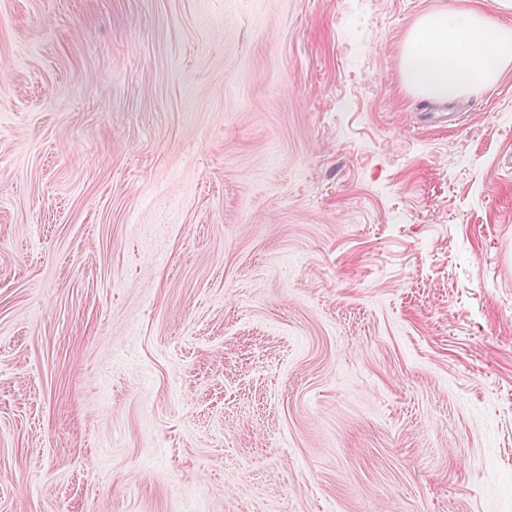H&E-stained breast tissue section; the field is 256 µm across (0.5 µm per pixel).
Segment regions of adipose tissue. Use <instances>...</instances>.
<instances>
[{
	"label": "adipose tissue",
	"instance_id": "obj_1",
	"mask_svg": "<svg viewBox=\"0 0 512 512\" xmlns=\"http://www.w3.org/2000/svg\"><path fill=\"white\" fill-rule=\"evenodd\" d=\"M511 11L512 0H489L484 11L441 9L420 16L400 57L406 87L453 101L494 85L512 66V27L500 20Z\"/></svg>",
	"mask_w": 512,
	"mask_h": 512
}]
</instances>
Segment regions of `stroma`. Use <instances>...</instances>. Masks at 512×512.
I'll use <instances>...</instances> for the list:
<instances>
[{
  "mask_svg": "<svg viewBox=\"0 0 512 512\" xmlns=\"http://www.w3.org/2000/svg\"><path fill=\"white\" fill-rule=\"evenodd\" d=\"M484 6L0 0V512H512V68L399 69ZM488 2L486 11L441 9L415 21L400 57L408 89L453 101L497 82L512 65V27L500 21L512 11V1Z\"/></svg>",
  "mask_w": 512,
  "mask_h": 512,
  "instance_id": "35a3bbf8",
  "label": "stroma"
}]
</instances>
